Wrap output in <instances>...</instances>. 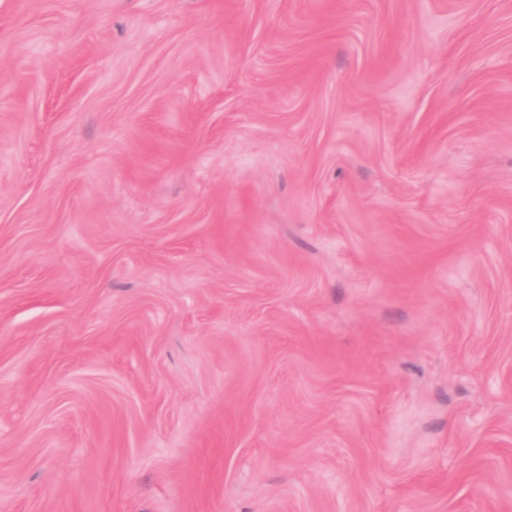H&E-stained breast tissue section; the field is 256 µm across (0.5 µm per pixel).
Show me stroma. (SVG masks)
<instances>
[{
  "mask_svg": "<svg viewBox=\"0 0 512 512\" xmlns=\"http://www.w3.org/2000/svg\"><path fill=\"white\" fill-rule=\"evenodd\" d=\"M0 512H512V0H0Z\"/></svg>",
  "mask_w": 512,
  "mask_h": 512,
  "instance_id": "35a3bbf8",
  "label": "stroma"
}]
</instances>
